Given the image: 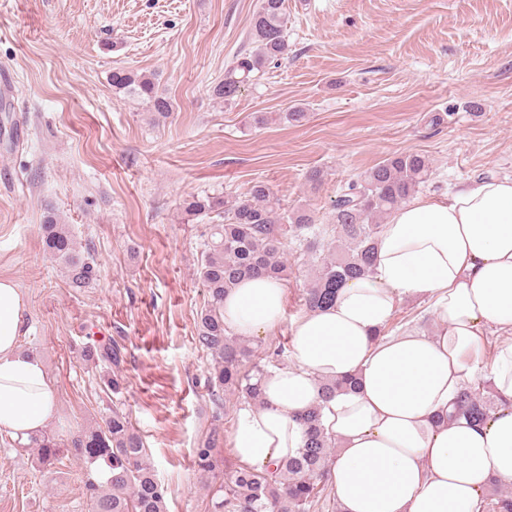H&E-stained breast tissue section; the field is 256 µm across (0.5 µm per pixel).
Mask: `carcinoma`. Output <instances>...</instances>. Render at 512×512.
<instances>
[{
  "instance_id": "carcinoma-1",
  "label": "carcinoma",
  "mask_w": 512,
  "mask_h": 512,
  "mask_svg": "<svg viewBox=\"0 0 512 512\" xmlns=\"http://www.w3.org/2000/svg\"><path fill=\"white\" fill-rule=\"evenodd\" d=\"M288 14L285 0H258L249 24V40L255 49L239 52L224 70V79L212 88V96L231 103L266 64L288 53L285 32ZM112 88L143 102L158 118L173 110L172 101L160 94L152 74L116 68L110 76ZM431 175V162L423 154H395L363 172L347 184L336 199L330 232L343 248L325 242L327 230L315 228L312 211L300 206L291 211L281 207L280 198L263 181L235 200L192 196L181 207L188 216L216 214L222 219L211 225L204 243L200 276L208 294L198 317L196 340L211 356L210 388L215 403L225 394L244 398L255 406L265 404L261 387L268 367L281 365L284 349L254 361L253 350L224 325V295L245 277H288L282 260L285 239L299 241L314 270V280L303 291L309 312L331 305L343 283L373 274L382 223L398 206L408 202ZM47 254L62 262L71 287L86 288L95 278L94 261L82 251L66 225L49 212L41 224ZM484 385L471 381L455 401L456 412L475 422L485 421L493 406L483 394ZM307 428L308 442L299 454L275 469L239 466L211 492L209 512H310L326 489L328 467L336 439L322 422L321 405L300 416ZM214 430L195 449L197 466L203 473L216 468ZM36 460L45 467L53 463L64 444L44 433L32 439ZM69 447L87 467L85 489L92 512H166V489L148 462L142 437L128 415L118 409L104 426L80 431Z\"/></svg>"
}]
</instances>
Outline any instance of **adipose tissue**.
Returning a JSON list of instances; mask_svg holds the SVG:
<instances>
[{"mask_svg": "<svg viewBox=\"0 0 512 512\" xmlns=\"http://www.w3.org/2000/svg\"><path fill=\"white\" fill-rule=\"evenodd\" d=\"M408 298L429 299L434 333L385 334ZM286 300L280 281L242 280L224 297V323L239 336L270 334ZM24 312L19 288L0 280V431L25 443L50 423L56 397L40 357L19 348ZM492 335L495 352L477 366ZM479 370L496 408L478 426L450 411ZM349 377L355 388L323 399L322 381ZM262 391L264 406L237 412L241 465L296 456L307 442L299 415L319 403L337 443L328 479L342 512H480L491 481L512 484V179H476L393 210L373 274L293 324L289 362L269 370Z\"/></svg>", "mask_w": 512, "mask_h": 512, "instance_id": "adipose-tissue-1", "label": "adipose tissue"}]
</instances>
